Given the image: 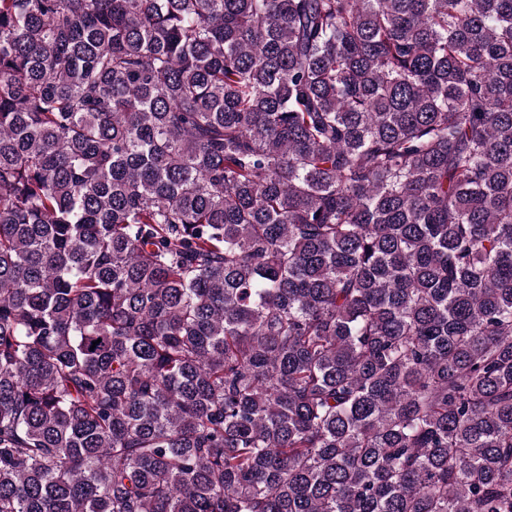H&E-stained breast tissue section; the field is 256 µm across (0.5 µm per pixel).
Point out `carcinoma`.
Returning a JSON list of instances; mask_svg holds the SVG:
<instances>
[{
	"instance_id": "cac0c4a2",
	"label": "carcinoma",
	"mask_w": 512,
	"mask_h": 512,
	"mask_svg": "<svg viewBox=\"0 0 512 512\" xmlns=\"http://www.w3.org/2000/svg\"><path fill=\"white\" fill-rule=\"evenodd\" d=\"M0 512H512V0H0Z\"/></svg>"
}]
</instances>
